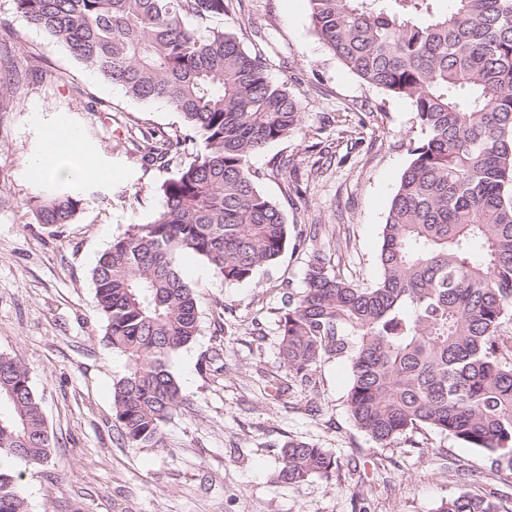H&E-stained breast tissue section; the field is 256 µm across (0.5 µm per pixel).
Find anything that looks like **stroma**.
Wrapping results in <instances>:
<instances>
[{
  "mask_svg": "<svg viewBox=\"0 0 512 512\" xmlns=\"http://www.w3.org/2000/svg\"><path fill=\"white\" fill-rule=\"evenodd\" d=\"M6 34L51 71L31 79L11 111L0 112V353L27 365L54 447L47 462L12 458L28 512H437L463 491L494 493L512 512V469L453 437L417 431L382 447L358 430L347 409L351 383L343 359L325 362L318 394L299 386L276 395L282 296L302 290L313 252L363 287L380 277L377 254L391 199L411 150L422 138L405 100L371 87L323 44L309 0H231L212 27L236 32L265 58L268 76L303 103L299 132L250 159L259 189L289 225H323L272 267L227 282L197 255L179 256L200 286V334L171 361L187 398L166 426L164 448H127L112 420V390L125 358L104 337L93 301L92 270L117 237L148 223L162 204L161 184L189 165L195 148L159 163L144 156L146 137L186 133L182 116L161 101L142 102L86 68L67 49L0 0ZM94 150L100 178L67 224L38 223L30 200L38 177L32 157L51 147L60 122ZM291 159L294 174L277 173ZM291 440L317 445L341 463L332 479L300 487L278 481ZM476 470V480L461 478Z\"/></svg>",
  "mask_w": 512,
  "mask_h": 512,
  "instance_id": "stroma-1",
  "label": "stroma"
}]
</instances>
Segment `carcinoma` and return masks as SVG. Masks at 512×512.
I'll use <instances>...</instances> for the list:
<instances>
[{
	"label": "carcinoma",
	"mask_w": 512,
	"mask_h": 512,
	"mask_svg": "<svg viewBox=\"0 0 512 512\" xmlns=\"http://www.w3.org/2000/svg\"><path fill=\"white\" fill-rule=\"evenodd\" d=\"M319 38L354 74L406 100L422 141L391 201L381 276L359 287L315 252L305 288L279 318V356L315 392L317 372L347 358L354 425L385 447L419 429L455 438L512 467V0H309ZM26 22L88 69L141 101L162 100L187 134L147 143L161 160L187 144L194 160L160 188L155 217L116 238L92 273L112 350L126 359L112 417L128 448L167 447L165 426L185 404L171 359L200 332L198 291L176 262L204 258L226 281L275 264L289 240L282 211L248 166L299 131L302 102L274 84L237 34L210 22L225 0H13ZM0 41V112L33 68ZM82 178L32 197L40 224H67ZM52 438L29 369L0 354V458L42 464ZM340 462L292 440L277 479H330ZM0 512H27L21 476L0 470ZM438 512H500L462 493Z\"/></svg>",
	"instance_id": "carcinoma-1"
}]
</instances>
